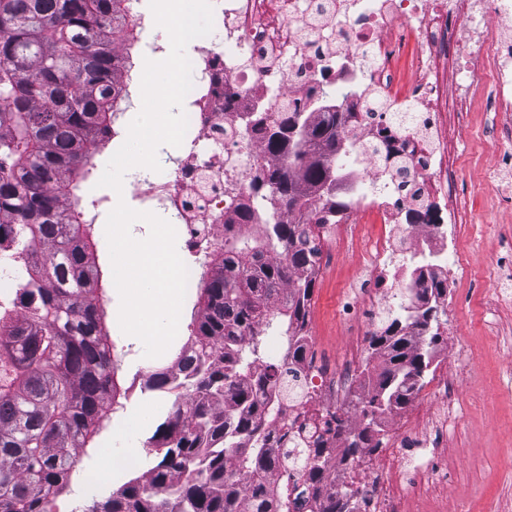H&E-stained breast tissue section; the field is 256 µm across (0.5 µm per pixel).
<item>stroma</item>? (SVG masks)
I'll return each instance as SVG.
<instances>
[{
	"instance_id": "obj_1",
	"label": "stroma",
	"mask_w": 512,
	"mask_h": 512,
	"mask_svg": "<svg viewBox=\"0 0 512 512\" xmlns=\"http://www.w3.org/2000/svg\"><path fill=\"white\" fill-rule=\"evenodd\" d=\"M133 118L132 111H125L117 135L95 155V169L77 191L85 212H96L100 218L94 243L103 272L105 325L122 356L118 379L127 390L123 409L112 414L110 427L102 430L79 462L80 468L109 472V480L99 485L102 498L141 474L138 461L118 473L113 465L123 448L145 447L164 420L173 398L144 390V376L169 366L178 354L172 348L160 357H145L143 344L117 329L118 292L101 221L112 208V191L99 187L98 181L108 160L124 143ZM510 120L512 115L490 111L479 97L450 132L452 185L465 226L459 248L470 274L448 289L435 361L420 392L403 410L402 425L430 430L435 406H448L444 428L430 431L426 447L409 451L413 458H441L439 485L408 494L403 512H512V209L502 204L491 185L495 176L502 183L512 182L511 172L496 171L500 153L512 151V138L503 133ZM368 265L367 254L341 238L321 243L308 329L324 362L351 361L361 368L371 358L369 349L356 351L351 346L361 333L360 318L344 314L346 303L359 300L358 287ZM445 370L454 378L447 392L441 393L435 383ZM141 409L148 412L143 424L125 439L113 440L112 425Z\"/></svg>"
}]
</instances>
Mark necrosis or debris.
I'll return each mask as SVG.
<instances>
[{"label": "necrosis or debris", "mask_w": 512, "mask_h": 512, "mask_svg": "<svg viewBox=\"0 0 512 512\" xmlns=\"http://www.w3.org/2000/svg\"><path fill=\"white\" fill-rule=\"evenodd\" d=\"M213 16L224 40L195 45L184 101L196 135L178 147L173 178L150 182L143 193L173 218L184 251L196 253L201 234L223 235L232 214L225 186L247 191L269 161L258 141L240 139L242 113L306 111L324 98L349 115L348 150L336 157L348 209L336 231L377 256L367 275L368 330L378 329L389 307L388 287L405 305L419 277L459 281L463 263L448 246L453 218L443 189L448 113L469 111L479 69L491 76L496 111L512 112V0H213ZM403 45L411 50L406 66ZM387 141L398 164L377 151ZM425 211L432 223L412 224ZM365 220L382 225L383 237L361 242ZM275 355L297 397L272 424L273 443L286 446L288 426L316 425L327 440L328 488L355 479L367 512H397L408 493L401 451L422 436L400 429L395 449L366 465L345 457L328 423L349 395L365 391L354 365L327 366L312 353L294 361L280 343Z\"/></svg>", "instance_id": "obj_1"}]
</instances>
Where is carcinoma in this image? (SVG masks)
Wrapping results in <instances>:
<instances>
[{"label":"carcinoma","mask_w":512,"mask_h":512,"mask_svg":"<svg viewBox=\"0 0 512 512\" xmlns=\"http://www.w3.org/2000/svg\"><path fill=\"white\" fill-rule=\"evenodd\" d=\"M127 0H0V264L29 271L0 299V512H53L79 460L126 397L121 359L109 342L102 271L93 257L95 224L74 190L94 168L128 98L123 55L112 36L126 31ZM243 137L262 135L288 166L258 172L257 208L228 191L236 220L224 243L205 248L197 313L172 365L146 374L149 390L174 395L147 441L159 461L87 512H289L271 486L276 462L266 425L282 393L278 367L263 360L261 337L286 325L288 357L305 353L320 255L317 230L336 223V154L345 150L336 112H255ZM252 235L245 226L256 223ZM448 284L416 294L415 336L391 315L369 337L381 358L374 387L358 401L361 424L332 415L349 456L382 445L386 412L406 407L434 361ZM283 461L315 489L326 479L321 439ZM235 466L246 488L229 484ZM353 485L322 512H362Z\"/></svg>","instance_id":"obj_1"}]
</instances>
